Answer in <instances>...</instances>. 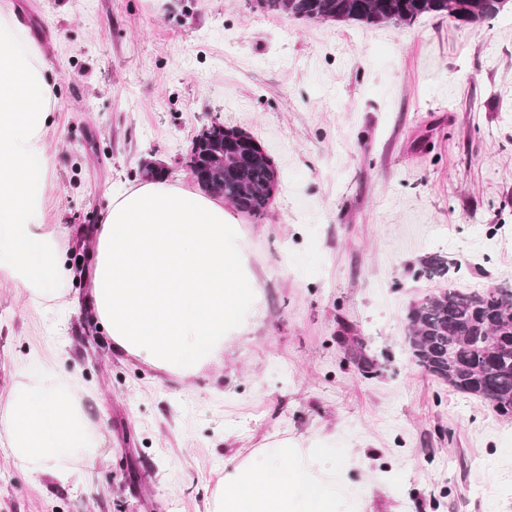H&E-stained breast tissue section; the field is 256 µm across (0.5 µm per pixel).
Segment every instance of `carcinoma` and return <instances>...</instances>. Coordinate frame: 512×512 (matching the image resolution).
Returning <instances> with one entry per match:
<instances>
[{"mask_svg":"<svg viewBox=\"0 0 512 512\" xmlns=\"http://www.w3.org/2000/svg\"><path fill=\"white\" fill-rule=\"evenodd\" d=\"M265 14L309 20L386 22L409 26L426 14L477 25L509 8L512 0H252ZM254 137L228 127L218 118L203 126L185 157L186 169L205 191L216 189L235 211L264 217L272 202L265 187L279 181L278 169ZM512 313V289L482 293L450 288L408 311L409 351L418 364L448 382L454 391L512 404V331L510 339L490 345L501 335V321Z\"/></svg>","mask_w":512,"mask_h":512,"instance_id":"carcinoma-1","label":"carcinoma"}]
</instances>
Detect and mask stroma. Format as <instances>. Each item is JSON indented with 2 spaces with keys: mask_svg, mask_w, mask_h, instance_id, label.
Here are the masks:
<instances>
[{
  "mask_svg": "<svg viewBox=\"0 0 512 512\" xmlns=\"http://www.w3.org/2000/svg\"><path fill=\"white\" fill-rule=\"evenodd\" d=\"M0 8L53 79L45 221L68 228L74 271L57 301L0 279V390L18 366H57L108 427L99 465L68 459L64 486L0 445V512H207L229 461L284 442L337 465V512H512V420L405 342L412 303L512 287V13L365 27L248 0ZM216 117L263 146L280 189L262 220L233 214L256 298L223 366L185 379L113 349L69 302L87 291L82 230L143 160L192 184L181 161Z\"/></svg>",
  "mask_w": 512,
  "mask_h": 512,
  "instance_id": "obj_1",
  "label": "stroma"
}]
</instances>
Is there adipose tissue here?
Listing matches in <instances>:
<instances>
[{
    "mask_svg": "<svg viewBox=\"0 0 512 512\" xmlns=\"http://www.w3.org/2000/svg\"><path fill=\"white\" fill-rule=\"evenodd\" d=\"M54 110L41 48L15 15L0 14V279L51 301L72 276L61 249L68 231L44 221ZM224 200L151 181L113 196L92 250L84 308L115 348L189 375L224 358L254 296ZM5 444L35 477L67 484L64 464L94 468L104 425H90L80 387L54 370L28 376L0 398ZM289 448L234 465L214 491L211 512H336L335 468L288 462Z\"/></svg>",
    "mask_w": 512,
    "mask_h": 512,
    "instance_id": "obj_1",
    "label": "adipose tissue"
}]
</instances>
